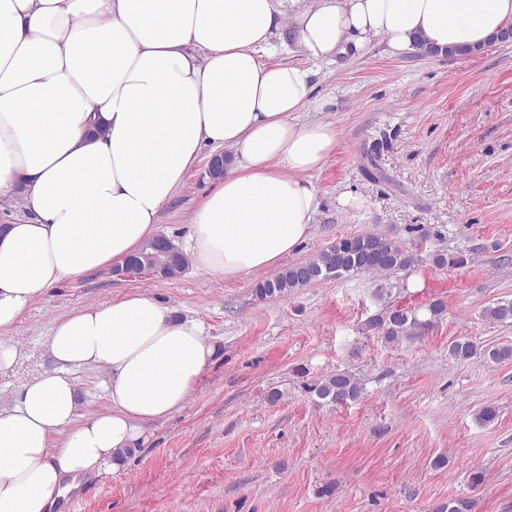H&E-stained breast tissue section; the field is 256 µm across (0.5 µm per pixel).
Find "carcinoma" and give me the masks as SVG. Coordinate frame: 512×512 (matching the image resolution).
<instances>
[{"label":"carcinoma","instance_id":"obj_1","mask_svg":"<svg viewBox=\"0 0 512 512\" xmlns=\"http://www.w3.org/2000/svg\"><path fill=\"white\" fill-rule=\"evenodd\" d=\"M418 262L417 255L391 239L381 234L365 233L337 239L315 255L259 280L254 291L261 299L286 298L329 277L353 272L392 274L409 269ZM426 311L428 318L422 321L412 309L386 305L380 313L369 318L366 329L381 334L389 341H396L440 320L446 305L435 299L427 304ZM485 315L494 322L511 321L512 300L493 304L485 310ZM449 355L465 361L481 356L482 351L474 341L461 339L452 343ZM315 391L320 399L341 405L356 400L360 395V386L350 374L343 372L328 376Z\"/></svg>","mask_w":512,"mask_h":512}]
</instances>
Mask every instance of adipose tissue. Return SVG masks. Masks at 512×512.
<instances>
[{
    "label": "adipose tissue",
    "mask_w": 512,
    "mask_h": 512,
    "mask_svg": "<svg viewBox=\"0 0 512 512\" xmlns=\"http://www.w3.org/2000/svg\"><path fill=\"white\" fill-rule=\"evenodd\" d=\"M512 0H0V332L56 283L123 265L203 147L231 164L182 244L217 274L268 271L309 234L311 173L337 146L302 124L305 70L259 59L273 39L332 61L380 38L487 45ZM52 370L0 409V512H52L82 477L119 470L148 424L181 411L219 347L203 322L130 293L50 328ZM107 373L110 408L81 415L74 369Z\"/></svg>",
    "instance_id": "obj_1"
}]
</instances>
